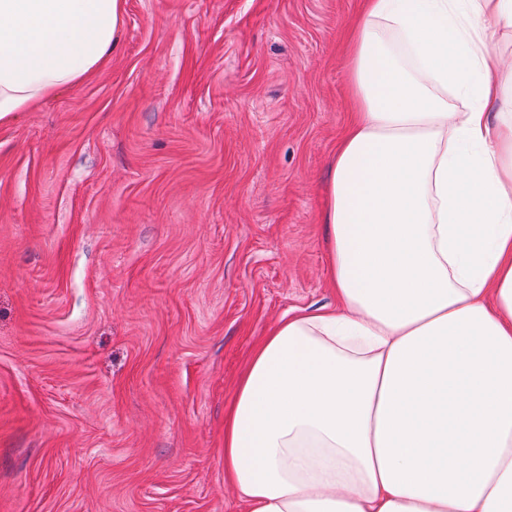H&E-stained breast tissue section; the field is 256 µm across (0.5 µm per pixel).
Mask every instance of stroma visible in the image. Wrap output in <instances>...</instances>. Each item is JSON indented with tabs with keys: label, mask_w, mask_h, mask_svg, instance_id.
Wrapping results in <instances>:
<instances>
[{
	"label": "stroma",
	"mask_w": 512,
	"mask_h": 512,
	"mask_svg": "<svg viewBox=\"0 0 512 512\" xmlns=\"http://www.w3.org/2000/svg\"><path fill=\"white\" fill-rule=\"evenodd\" d=\"M362 0H126L108 63L0 123V512H246L224 412L327 286Z\"/></svg>",
	"instance_id": "stroma-1"
}]
</instances>
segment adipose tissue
I'll return each instance as SVG.
<instances>
[{
  "instance_id": "obj_1",
  "label": "adipose tissue",
  "mask_w": 512,
  "mask_h": 512,
  "mask_svg": "<svg viewBox=\"0 0 512 512\" xmlns=\"http://www.w3.org/2000/svg\"><path fill=\"white\" fill-rule=\"evenodd\" d=\"M124 5L0 0V121L105 64ZM492 23L512 0H364L322 219L336 304L268 329L224 420L247 512H512V70ZM490 56L499 65L507 67L512 63V31L498 29L490 33L488 37Z\"/></svg>"
}]
</instances>
